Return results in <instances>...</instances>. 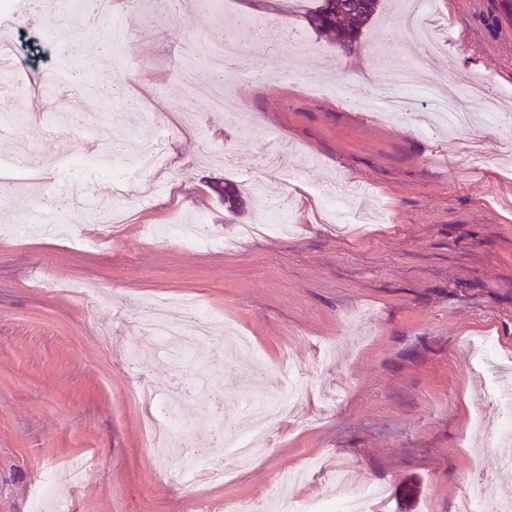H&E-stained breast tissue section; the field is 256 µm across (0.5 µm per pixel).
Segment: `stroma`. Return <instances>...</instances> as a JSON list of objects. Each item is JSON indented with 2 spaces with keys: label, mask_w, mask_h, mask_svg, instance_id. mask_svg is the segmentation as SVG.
<instances>
[{
  "label": "stroma",
  "mask_w": 512,
  "mask_h": 512,
  "mask_svg": "<svg viewBox=\"0 0 512 512\" xmlns=\"http://www.w3.org/2000/svg\"><path fill=\"white\" fill-rule=\"evenodd\" d=\"M66 30L23 19L9 29V72L0 78V113L26 114L23 127L0 131V158L39 155V176L21 180L0 227L59 211L67 236H0V512L52 505L43 479L81 461L87 475L71 494L70 512H197L200 502H246L272 489L282 471L309 478L278 512L335 487L350 468L381 485L376 512H457L464 483L494 479L512 499V473L500 451L470 421L492 383L474 372L467 345L493 338L512 356V136L486 116L469 87L483 82L512 112V22L496 0H435L426 20L442 44L416 54L399 30L393 0H381L358 46L346 51L316 33L293 0H112L97 16L80 0ZM141 38L113 49V17ZM262 17L296 30L298 40L255 38L225 73L226 107L195 98L208 66L193 62L191 43L222 30L227 19ZM396 70H430L471 115L486 163L469 168L463 135L420 134L412 118L383 122L333 95L309 92L278 59L373 86L378 35ZM248 109L241 131L233 112ZM135 129L137 140L165 139L157 190L140 199L135 185L86 177L88 192L120 222L90 249L73 239L94 231L99 214L76 207L56 160L64 154L106 163L98 131ZM234 166H225L221 152ZM267 159L264 180L288 198L292 233L240 236L262 223L266 205L250 189V166ZM232 179L249 189L247 211L228 219L217 186ZM361 185L367 233L336 236L312 186ZM201 215L229 248L190 249L148 237L151 225ZM50 287H40L42 279ZM194 298L251 336L253 367L225 365L224 338L207 345L208 384L194 366L178 365L135 323L157 303ZM134 341V357L119 345ZM341 354L312 369L324 345ZM296 360L310 388L298 407L304 424L286 422L261 443L250 466L212 437L191 451L223 468L225 480L184 476L181 463L158 464L145 444L137 386L148 382L166 400L220 408L239 422L238 405L281 387L282 354ZM345 387L336 397L337 387Z\"/></svg>",
  "instance_id": "1"
}]
</instances>
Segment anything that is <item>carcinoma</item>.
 Listing matches in <instances>:
<instances>
[{
  "label": "carcinoma",
  "instance_id": "carcinoma-1",
  "mask_svg": "<svg viewBox=\"0 0 512 512\" xmlns=\"http://www.w3.org/2000/svg\"><path fill=\"white\" fill-rule=\"evenodd\" d=\"M381 0H316L314 9L305 13L312 29L319 33L332 34L338 45L353 49L359 42L363 28L377 13ZM224 208L239 214L247 208L244 188L235 181L226 179L220 191Z\"/></svg>",
  "mask_w": 512,
  "mask_h": 512
}]
</instances>
